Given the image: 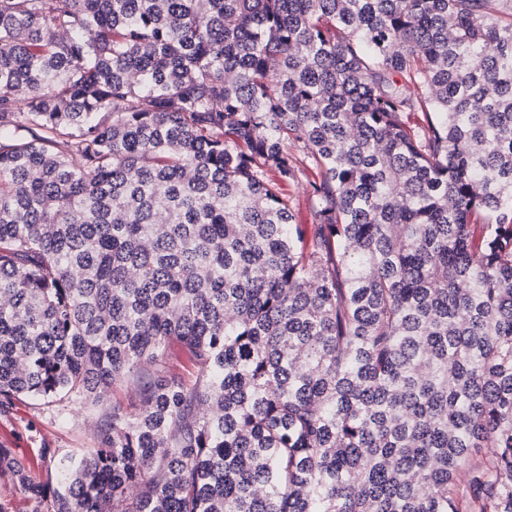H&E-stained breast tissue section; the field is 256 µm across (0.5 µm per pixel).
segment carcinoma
I'll list each match as a JSON object with an SVG mask.
<instances>
[{
    "instance_id": "1",
    "label": "carcinoma",
    "mask_w": 512,
    "mask_h": 512,
    "mask_svg": "<svg viewBox=\"0 0 512 512\" xmlns=\"http://www.w3.org/2000/svg\"><path fill=\"white\" fill-rule=\"evenodd\" d=\"M134 377L28 512H512V0H0V405ZM286 193L293 197L294 200V214L297 224H310V201L305 192L303 184L291 185L286 189ZM310 229V228H309ZM493 451V448H475L470 462L456 478V492L460 500L466 501L469 498V479L471 470L486 468V465L492 458Z\"/></svg>"
}]
</instances>
